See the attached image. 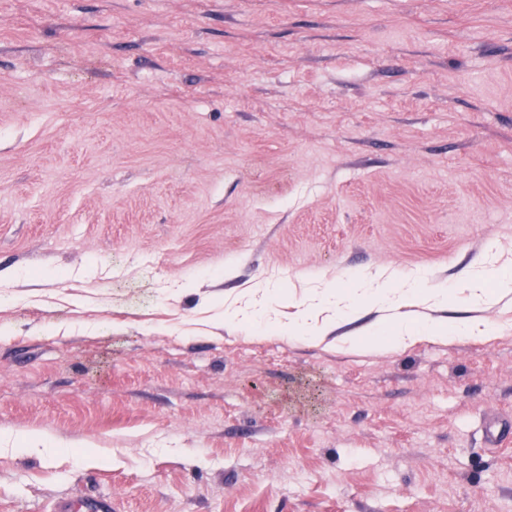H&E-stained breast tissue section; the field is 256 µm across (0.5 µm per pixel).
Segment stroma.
<instances>
[{
	"label": "stroma",
	"mask_w": 512,
	"mask_h": 512,
	"mask_svg": "<svg viewBox=\"0 0 512 512\" xmlns=\"http://www.w3.org/2000/svg\"><path fill=\"white\" fill-rule=\"evenodd\" d=\"M381 269L488 336L278 332ZM507 269L512 0H0V512H512ZM468 288L470 290L469 300L474 305H487L512 293V274L511 272L504 273L493 292L484 288L481 278L473 280ZM408 281L410 287L401 293L399 299L401 304L433 303L443 305L448 302L447 286H428L422 276L408 279ZM448 329L441 327H431L429 330V336H413V329L405 324L403 321L397 323V328L390 336H386L385 345L391 348H401L406 346L408 343L413 342L415 339H427L432 341H443L453 339V336H446Z\"/></svg>",
	"instance_id": "stroma-1"
}]
</instances>
